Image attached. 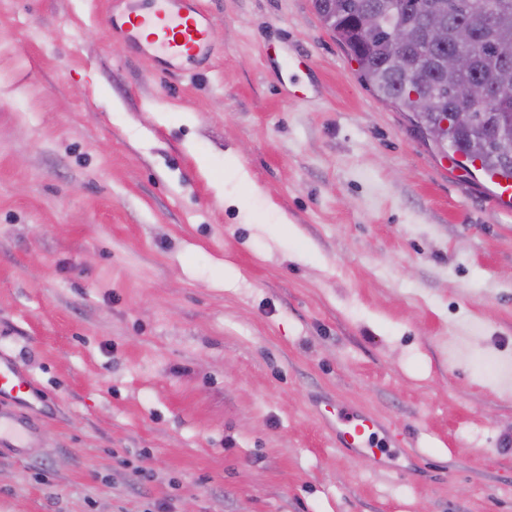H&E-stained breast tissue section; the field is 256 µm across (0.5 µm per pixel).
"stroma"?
<instances>
[{"label":"stroma","mask_w":512,"mask_h":512,"mask_svg":"<svg viewBox=\"0 0 512 512\" xmlns=\"http://www.w3.org/2000/svg\"><path fill=\"white\" fill-rule=\"evenodd\" d=\"M201 2L162 70L107 22L150 0H0V350L51 403L0 512H512V207L312 0ZM336 445L352 451L353 456L362 455L371 445V440L380 425L361 412L337 410Z\"/></svg>","instance_id":"obj_1"}]
</instances>
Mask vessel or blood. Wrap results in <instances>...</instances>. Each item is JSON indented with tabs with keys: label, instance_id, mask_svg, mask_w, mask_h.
I'll return each instance as SVG.
<instances>
[{
	"label": "vessel or blood",
	"instance_id": "1",
	"mask_svg": "<svg viewBox=\"0 0 512 512\" xmlns=\"http://www.w3.org/2000/svg\"><path fill=\"white\" fill-rule=\"evenodd\" d=\"M149 12L112 14L109 22L126 35L135 51H150L170 64L199 56L207 47L209 27L199 0H151ZM41 398L30 377L7 353L0 352V456L28 458L35 450L30 440L34 423L22 408L35 407ZM379 425L361 412H338L336 445L361 455L371 445Z\"/></svg>",
	"mask_w": 512,
	"mask_h": 512
}]
</instances>
